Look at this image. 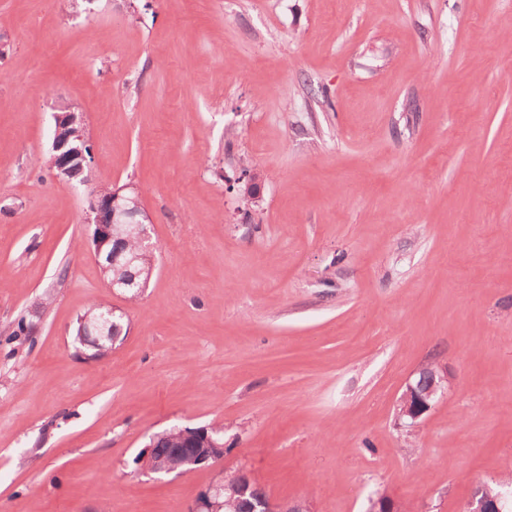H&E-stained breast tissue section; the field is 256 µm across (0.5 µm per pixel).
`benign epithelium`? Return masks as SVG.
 <instances>
[{
  "instance_id": "obj_1",
  "label": "benign epithelium",
  "mask_w": 512,
  "mask_h": 512,
  "mask_svg": "<svg viewBox=\"0 0 512 512\" xmlns=\"http://www.w3.org/2000/svg\"><path fill=\"white\" fill-rule=\"evenodd\" d=\"M88 146L84 120L77 112L64 111L55 115V129L52 141L50 167L56 177L70 183L83 174L92 163V156L84 151ZM147 214L139 197L128 198L116 190L98 191L90 199L86 212V223L93 226L94 258L100 260L104 245L114 247L107 254V262L115 264L125 253L123 243L114 240L112 227L127 224L131 233L141 241L149 240L148 228L143 219ZM95 325H81V345L92 350L89 359L99 357V334ZM450 387L448 369L430 365L420 369L414 379L407 381L399 399L397 419L403 426L415 429L422 425L428 413ZM180 447L172 449L173 455L182 457L189 464L187 471L200 469L224 457V444L214 441L208 428L182 429L177 439ZM139 469L146 474H169L171 470L161 461L154 459V448L148 446L142 452ZM258 488L253 473L241 468L230 475H221L214 480L188 507V512H223L226 501L224 493L239 497L244 508L237 512H309L304 502H296L284 509L270 497L263 495L248 499L247 492ZM507 498L500 494L493 498L474 499L468 504V512H505Z\"/></svg>"
}]
</instances>
